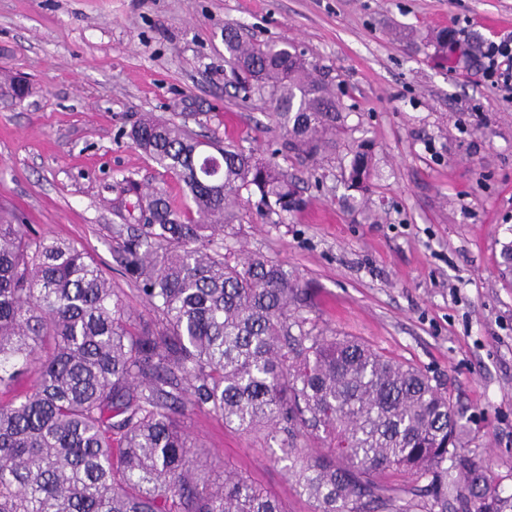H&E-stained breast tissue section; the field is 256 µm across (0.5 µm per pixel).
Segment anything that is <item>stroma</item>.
<instances>
[{
  "instance_id": "obj_1",
  "label": "stroma",
  "mask_w": 512,
  "mask_h": 512,
  "mask_svg": "<svg viewBox=\"0 0 512 512\" xmlns=\"http://www.w3.org/2000/svg\"><path fill=\"white\" fill-rule=\"evenodd\" d=\"M244 44L292 43L328 71L353 137L374 144L367 193L346 202L339 161L280 149L271 106L235 82L225 26ZM477 48L512 32V0H0V213L82 247L147 309L114 258L122 180L188 199L181 182L128 138L147 113L275 164L303 200L284 223L257 198L232 209L231 251L276 259L309 281L308 318L437 380L464 413L463 451L512 493V288L499 276L512 239V98L491 91ZM208 460L230 465L314 512L264 440L193 414Z\"/></svg>"
}]
</instances>
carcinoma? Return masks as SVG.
<instances>
[{
    "mask_svg": "<svg viewBox=\"0 0 512 512\" xmlns=\"http://www.w3.org/2000/svg\"><path fill=\"white\" fill-rule=\"evenodd\" d=\"M240 87L273 103L281 146L314 162L349 128L326 76L295 49L246 46L224 28ZM132 142L185 185L191 207L148 195L116 261L149 316L75 243L0 216V512H286L241 473L212 483L195 412L277 444L316 512H512V493L461 452L465 425L448 392L363 342L315 330L310 284L263 255L231 258L226 213L240 193L281 216L300 205L270 162L232 144L202 154L185 125L152 117ZM368 139L341 157L349 191L373 176ZM499 272L512 286V241ZM32 373L17 390L14 374ZM316 440L318 448L300 443ZM413 475L419 483L390 481Z\"/></svg>",
    "mask_w": 512,
    "mask_h": 512,
    "instance_id": "carcinoma-1",
    "label": "carcinoma"
}]
</instances>
